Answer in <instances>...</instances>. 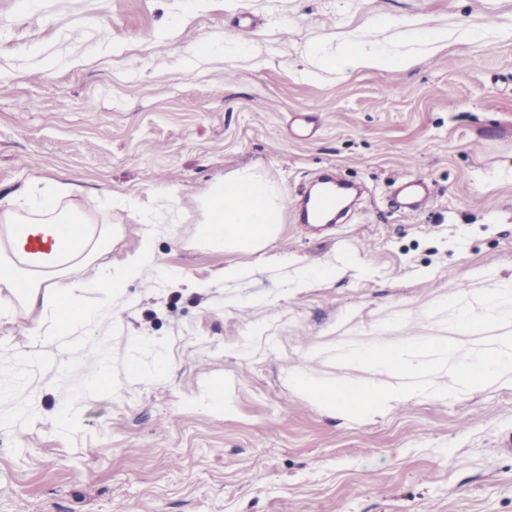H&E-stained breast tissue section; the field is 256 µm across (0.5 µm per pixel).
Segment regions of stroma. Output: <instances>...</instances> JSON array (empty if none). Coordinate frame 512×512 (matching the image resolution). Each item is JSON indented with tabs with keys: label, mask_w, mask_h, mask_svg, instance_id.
<instances>
[{
	"label": "stroma",
	"mask_w": 512,
	"mask_h": 512,
	"mask_svg": "<svg viewBox=\"0 0 512 512\" xmlns=\"http://www.w3.org/2000/svg\"><path fill=\"white\" fill-rule=\"evenodd\" d=\"M380 16L512 27V0H0V198L38 177L80 186L82 213L121 225L118 262L141 226L102 209V193L178 189L182 221L155 246L184 274L130 283L62 371L32 313L0 321V368L13 372L0 512H512V456L495 448L512 430V382L363 420L288 384L297 370L323 377L339 321L358 317L367 336L403 309L408 336L427 337L437 297L512 281V38L452 43L406 70L292 79L309 43L396 38L371 27ZM228 33L268 51L185 70ZM298 126L311 137L295 138ZM241 165L289 202L269 254L333 263L338 277L289 292L242 253L252 275L224 283L223 251L195 244L196 198ZM329 169L364 191L346 223H302L296 203ZM407 176L435 192L414 214L392 195ZM153 339L167 369L142 378ZM214 383L227 400L217 410L198 401Z\"/></svg>",
	"instance_id": "obj_1"
}]
</instances>
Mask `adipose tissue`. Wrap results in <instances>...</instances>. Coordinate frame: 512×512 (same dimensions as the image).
<instances>
[{"mask_svg":"<svg viewBox=\"0 0 512 512\" xmlns=\"http://www.w3.org/2000/svg\"><path fill=\"white\" fill-rule=\"evenodd\" d=\"M376 24L398 28V39L370 42L356 34L333 45H310L306 56L314 65L296 70V77L311 80L322 70L351 74L405 69L448 43L480 38L463 25L451 31L415 19L380 18ZM78 192L75 185L40 178L24 193L0 199V320L10 319L17 306L26 307L36 315L33 334L58 340L62 356L75 338L93 333L98 310L84 301V289H97L101 303L111 304L129 282L159 269L151 225L180 220L171 191L147 198L109 195L108 206L128 211L145 227L137 247L116 263L110 254L122 228L95 223L63 207V200ZM198 205L200 244L229 255L269 247L279 235L285 209L276 186L250 166L238 167L213 183L199 196Z\"/></svg>","mask_w":512,"mask_h":512,"instance_id":"obj_1","label":"adipose tissue"}]
</instances>
